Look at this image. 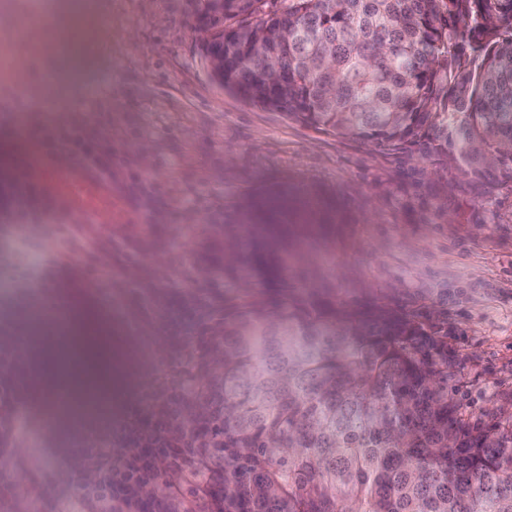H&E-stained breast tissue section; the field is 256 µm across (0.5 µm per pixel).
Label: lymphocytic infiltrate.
<instances>
[{"label":"lymphocytic infiltrate","instance_id":"1","mask_svg":"<svg viewBox=\"0 0 512 512\" xmlns=\"http://www.w3.org/2000/svg\"><path fill=\"white\" fill-rule=\"evenodd\" d=\"M110 120L100 117L96 124L71 129L41 131L45 145L68 157L90 163L104 175L112 173ZM38 195L25 178L0 185V220L15 225L26 235L38 233L30 224ZM55 245L46 266L35 280H22L21 303L32 297L30 284H38L41 300H49L55 288H91L103 304H111L112 290L118 282L112 245L114 227L109 224H56L52 227ZM27 337L0 332V448L11 449L19 471L28 472L33 484L44 485L43 474L28 470L27 450L37 426L29 412L20 410L14 395L27 386L29 364ZM77 446L72 451L71 469L85 465L98 468L101 478L82 494L85 512H130L129 489L147 479H162L169 467L183 464L196 475L195 492L209 494L210 478L203 467V455L196 444L178 451L165 447L152 420L129 426L116 436L111 429L93 422L75 421Z\"/></svg>","mask_w":512,"mask_h":512}]
</instances>
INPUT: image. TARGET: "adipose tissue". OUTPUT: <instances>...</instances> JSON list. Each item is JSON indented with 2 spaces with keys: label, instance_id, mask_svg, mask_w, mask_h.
<instances>
[{
  "label": "adipose tissue",
  "instance_id": "adipose-tissue-1",
  "mask_svg": "<svg viewBox=\"0 0 512 512\" xmlns=\"http://www.w3.org/2000/svg\"><path fill=\"white\" fill-rule=\"evenodd\" d=\"M68 336L58 347L34 343L31 356L43 365L37 382L49 396L66 390L65 407L73 414L98 410L111 398L117 374L110 329L93 308L82 305L72 312Z\"/></svg>",
  "mask_w": 512,
  "mask_h": 512
}]
</instances>
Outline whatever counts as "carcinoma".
<instances>
[{
  "mask_svg": "<svg viewBox=\"0 0 512 512\" xmlns=\"http://www.w3.org/2000/svg\"><path fill=\"white\" fill-rule=\"evenodd\" d=\"M224 0V87L394 156L453 158L482 193L512 187V0ZM297 209L268 200L224 273L189 421L215 512H512V400L471 422L448 399V323L347 308L286 274Z\"/></svg>",
  "mask_w": 512,
  "mask_h": 512,
  "instance_id": "cac0c4a2",
  "label": "carcinoma"
}]
</instances>
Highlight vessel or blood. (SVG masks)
I'll return each mask as SVG.
<instances>
[{
	"instance_id": "1",
	"label": "vessel or blood",
	"mask_w": 512,
	"mask_h": 512,
	"mask_svg": "<svg viewBox=\"0 0 512 512\" xmlns=\"http://www.w3.org/2000/svg\"><path fill=\"white\" fill-rule=\"evenodd\" d=\"M33 187L50 196L61 211L83 224H100L112 208V187L101 179L96 169L79 161L64 164L52 152H44L31 170Z\"/></svg>"
}]
</instances>
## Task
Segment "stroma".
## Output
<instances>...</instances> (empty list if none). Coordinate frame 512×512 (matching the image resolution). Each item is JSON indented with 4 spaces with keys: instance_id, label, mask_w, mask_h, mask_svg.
<instances>
[{
    "instance_id": "35a3bbf8",
    "label": "stroma",
    "mask_w": 512,
    "mask_h": 512,
    "mask_svg": "<svg viewBox=\"0 0 512 512\" xmlns=\"http://www.w3.org/2000/svg\"><path fill=\"white\" fill-rule=\"evenodd\" d=\"M91 17L78 31L84 64L64 72V55L51 31L18 46L16 31L0 36V182L42 145L32 127H70L111 115L112 166L117 175L139 172L163 197L137 211L122 186L112 192L109 223L114 240L134 253L153 246L136 263L135 284L115 291L112 348L123 366L112 393V413L99 423L113 433L153 410L145 383L176 405L196 375L229 277L204 276L202 257L228 224H242L249 199L286 195L317 200L323 222L294 223L316 256L337 300L381 299L448 323L455 356L448 392L470 421L488 420L512 397V190L481 195L453 182L445 160L395 157L360 141L304 126L285 113L252 105L219 84L201 54L208 37L189 0H82ZM447 190L445 206L434 194ZM180 209L181 224L170 221ZM199 237L180 246L182 224ZM0 328H16L34 308L20 307L17 287L37 248L11 225L0 224ZM166 261L173 280L154 275ZM200 278L179 288L175 278ZM35 414L44 430L31 450L34 468L56 477L52 495L31 488L20 512H81V486L59 481L73 448L68 420L51 418L43 400Z\"/></svg>"
}]
</instances>
